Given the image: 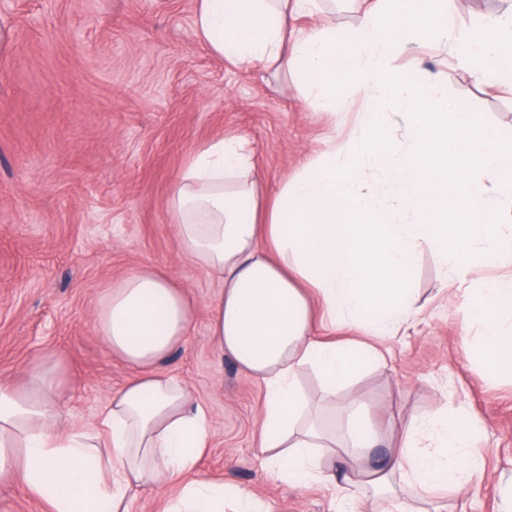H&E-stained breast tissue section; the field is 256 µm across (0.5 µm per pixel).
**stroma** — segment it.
I'll list each match as a JSON object with an SVG mask.
<instances>
[{
	"instance_id": "obj_1",
	"label": "stroma",
	"mask_w": 512,
	"mask_h": 512,
	"mask_svg": "<svg viewBox=\"0 0 512 512\" xmlns=\"http://www.w3.org/2000/svg\"><path fill=\"white\" fill-rule=\"evenodd\" d=\"M195 0H0L13 47L0 55V385H27L28 368L51 358L70 376L59 397L64 421L95 426L112 393L133 375L98 335L94 316L127 273L151 268L182 288L196 315L185 346L165 370L185 382L211 423L201 478L252 491L269 512H338L332 490L267 478L260 419L264 386L209 335L217 280L183 254L169 196L190 154L204 143L245 141L263 194L306 173L308 162L343 145L380 86L358 90L338 76L329 93L297 99L276 67L245 69L209 53L194 32ZM296 24L336 17V40L358 23L357 0H319ZM505 0H455L457 32L478 29ZM391 70L467 104L512 133V94L459 67L444 47L401 45ZM443 261L421 250L409 282L421 314L386 343L382 366L356 369L335 399L321 376L299 372L323 419L350 400L387 425V411L422 421L465 407L480 428L473 453L485 463L447 512H502L512 498V378L479 354L476 327L442 282Z\"/></svg>"
}]
</instances>
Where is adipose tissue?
<instances>
[{
    "instance_id": "1",
    "label": "adipose tissue",
    "mask_w": 512,
    "mask_h": 512,
    "mask_svg": "<svg viewBox=\"0 0 512 512\" xmlns=\"http://www.w3.org/2000/svg\"><path fill=\"white\" fill-rule=\"evenodd\" d=\"M453 2L403 0L394 14L366 9L339 49L330 42L332 14L306 33L294 24L315 0H197L195 32L211 54L276 63L294 73L299 97L330 89L339 71L363 90L386 84L410 145L395 153L374 103L345 146L347 165L337 166L332 153L313 161L271 205L255 204L252 154L235 139L198 149L169 199L184 255L222 285L209 324L218 353L267 389L260 434L273 475L346 498L367 485L387 494L385 512H425L424 500L463 488L482 467L468 451L478 426L467 413L443 408L420 423L399 421L397 452L374 469L369 455L389 437L369 419L350 416L340 424L345 444L328 463L317 451L330 439L305 425L295 371L315 366L332 394L358 365L381 364L385 341L421 311L407 286L420 248L452 256L456 279L477 264H512V225L499 218L500 197L512 195V134L459 103L434 111V89H421L413 72L386 70L400 42L429 37L447 45L459 65L512 91V14L460 34L450 23ZM364 161L390 173L398 206L413 210L418 223L385 222L372 188L353 171ZM479 171L499 173L496 194L475 180ZM247 198L254 205L246 217ZM452 296L481 326V349L495 373L512 374V325L495 317L512 312V277L474 291L456 288ZM194 315L191 300L160 274L127 275L101 302L95 327L137 377L113 395L94 430L64 424L58 397L67 377L54 361L29 370L26 390L0 386V475L20 470L27 492L48 512H128L130 494L174 480L181 487L164 512H224L228 498L234 512H263L248 492L191 477L210 445V423L163 366L185 342ZM336 325L361 327L367 336L336 341L317 332ZM399 473L418 490L417 500L393 496Z\"/></svg>"
}]
</instances>
